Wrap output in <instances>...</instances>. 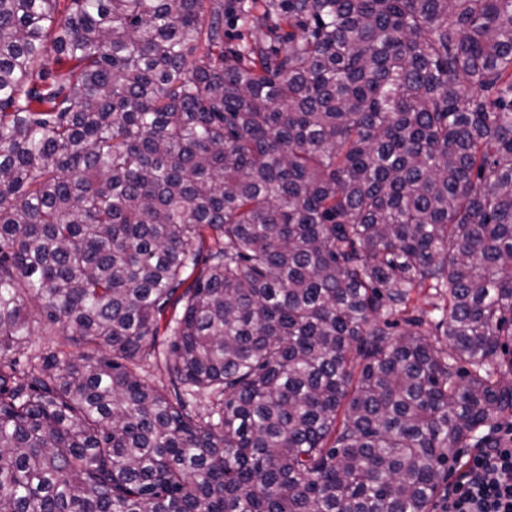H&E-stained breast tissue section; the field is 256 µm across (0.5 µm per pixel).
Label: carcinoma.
Instances as JSON below:
<instances>
[{
  "mask_svg": "<svg viewBox=\"0 0 512 512\" xmlns=\"http://www.w3.org/2000/svg\"><path fill=\"white\" fill-rule=\"evenodd\" d=\"M508 426L512 0H0V512H436Z\"/></svg>",
  "mask_w": 512,
  "mask_h": 512,
  "instance_id": "carcinoma-1",
  "label": "carcinoma"
}]
</instances>
